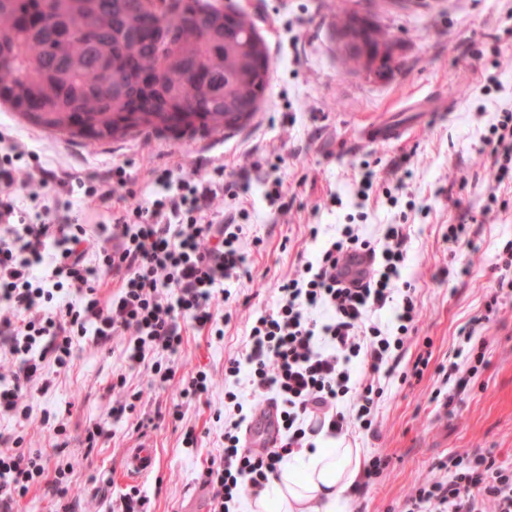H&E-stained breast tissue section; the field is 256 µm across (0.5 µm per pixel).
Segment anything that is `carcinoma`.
Returning <instances> with one entry per match:
<instances>
[{"instance_id": "cac0c4a2", "label": "carcinoma", "mask_w": 512, "mask_h": 512, "mask_svg": "<svg viewBox=\"0 0 512 512\" xmlns=\"http://www.w3.org/2000/svg\"><path fill=\"white\" fill-rule=\"evenodd\" d=\"M219 0H0V104L84 144L143 133L213 135L244 122L226 107L250 100L269 58L253 22L225 23ZM368 34L388 46L378 20Z\"/></svg>"}]
</instances>
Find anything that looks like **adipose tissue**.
I'll use <instances>...</instances> for the list:
<instances>
[{
	"instance_id": "1",
	"label": "adipose tissue",
	"mask_w": 512,
	"mask_h": 512,
	"mask_svg": "<svg viewBox=\"0 0 512 512\" xmlns=\"http://www.w3.org/2000/svg\"><path fill=\"white\" fill-rule=\"evenodd\" d=\"M359 474L357 451L317 437L315 449L299 451L249 498L248 512H344Z\"/></svg>"
}]
</instances>
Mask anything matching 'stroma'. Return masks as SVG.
<instances>
[{
    "mask_svg": "<svg viewBox=\"0 0 512 512\" xmlns=\"http://www.w3.org/2000/svg\"><path fill=\"white\" fill-rule=\"evenodd\" d=\"M244 8L270 53V84L259 112L243 128L175 140L139 136L85 146L32 127L0 108V128L43 162L79 176L119 165L132 178L137 197L150 192L147 172L176 158L198 155L223 159L225 173L248 167L250 181L240 200L248 211L242 243L252 276L230 283L232 319L223 340L189 336L183 372L203 366L215 378L206 402L184 405V427H194L195 445L185 444L166 414L178 402L177 386L147 392L146 374L127 371L116 352L122 344H81L73 368L54 374L47 394L33 408L69 409V445L74 466L68 494L79 512H112L127 489L117 482L127 448L148 442L157 467L139 480L150 512H210L212 495L197 479L207 458L221 453L224 423V362L243 349L253 310L274 300L273 288L293 273L336 232L358 219L360 232L377 236L382 225L407 216L410 224L404 279L417 287L423 317L420 335L430 337L432 361L447 360L458 345L460 328L484 309L492 265L512 240V191L493 190L482 139L501 112L512 111V0H348L349 6L389 28L395 69L376 79L346 69L336 38L332 0H228ZM499 45L496 81L486 84L475 69L473 51ZM409 127L402 142H370L362 130L373 121ZM280 155L277 177L291 208L281 213L266 197L264 161ZM404 168L392 170L393 161ZM369 162L390 178L395 202L386 196L360 203L357 172ZM499 198L490 219L470 225V248L451 252L443 235L461 214L479 215L489 191ZM320 227L310 239L309 225ZM456 274L442 278L440 271ZM487 341L483 366L464 402L450 409L433 402L440 382L434 372L410 385L390 380L381 399L380 433L356 434L344 443L361 460L381 454L389 467L367 497L352 500L348 512H402L411 487L436 476L439 460L453 452L479 450L512 465V299L479 328ZM126 373L129 389H144L140 409L121 420L111 415L112 377ZM100 423L111 439L88 449L84 429Z\"/></svg>",
    "mask_w": 512,
    "mask_h": 512,
    "instance_id": "obj_1",
    "label": "stroma"
}]
</instances>
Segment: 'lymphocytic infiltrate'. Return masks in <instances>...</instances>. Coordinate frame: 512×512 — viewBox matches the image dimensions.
Masks as SVG:
<instances>
[{"instance_id": "1", "label": "lymphocytic infiltrate", "mask_w": 512, "mask_h": 512, "mask_svg": "<svg viewBox=\"0 0 512 512\" xmlns=\"http://www.w3.org/2000/svg\"><path fill=\"white\" fill-rule=\"evenodd\" d=\"M483 143L496 188H512V113L503 112ZM153 190L136 204L126 201L123 167L107 178L76 180L73 173L46 167L27 156L0 132V419L28 421L33 407L28 391L47 394L46 369L70 370L74 352L85 340L104 344L122 337V356L130 368L166 388L178 382L180 403L171 416L182 421V400L206 398L214 380L206 370L178 375L179 355L188 329L223 336L231 298L227 282L250 277L241 245L237 214L224 211L238 191L226 189L223 165L210 173L182 163L148 173ZM53 192L39 223L27 221L18 205L21 193ZM82 190L88 205L109 213L110 223L89 226L73 215L71 196ZM409 226L387 225L382 239L371 240L344 224L316 262H305L276 288L277 298L258 309L249 326L245 360L228 359L225 378L246 377L256 406L276 403L275 443L246 447L244 399L235 386L224 389V450L198 475L213 491V512H234L240 500L278 475L282 462L319 433L379 434L382 379L421 378L428 368L431 341H424L410 370L400 367L418 330L421 305L417 288L402 280ZM368 253L366 277L345 284L355 253ZM496 276L485 311L463 331L462 348L436 374L443 407L460 403L485 363L476 326L497 314L504 291L512 292V242L505 243L494 266ZM395 305L396 329L376 322V314ZM365 373L353 378L351 365ZM0 449V512L14 507L31 489L45 486L66 496L74 472L65 459L48 465L41 451L24 449L16 435ZM442 475L415 485L404 512H512V466L483 453L451 454L439 461Z\"/></svg>"}]
</instances>
